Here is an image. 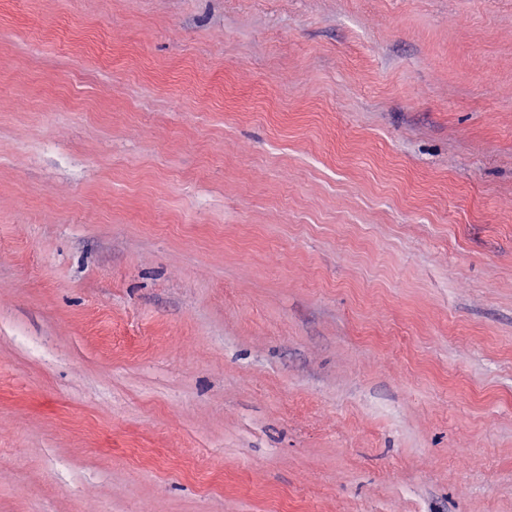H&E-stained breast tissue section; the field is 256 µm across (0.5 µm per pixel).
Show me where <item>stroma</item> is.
Returning <instances> with one entry per match:
<instances>
[{"mask_svg":"<svg viewBox=\"0 0 512 512\" xmlns=\"http://www.w3.org/2000/svg\"><path fill=\"white\" fill-rule=\"evenodd\" d=\"M0 512H512V0H0Z\"/></svg>","mask_w":512,"mask_h":512,"instance_id":"obj_1","label":"stroma"}]
</instances>
